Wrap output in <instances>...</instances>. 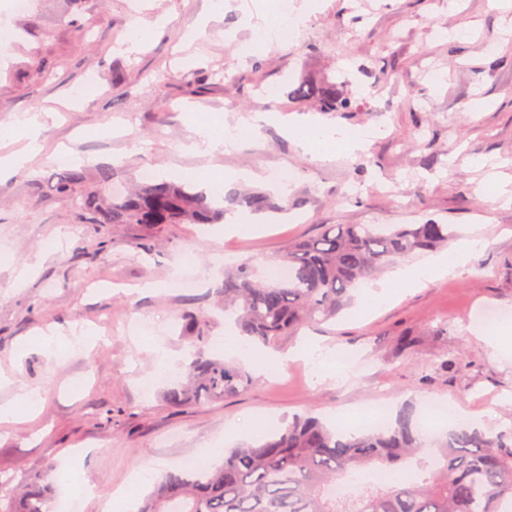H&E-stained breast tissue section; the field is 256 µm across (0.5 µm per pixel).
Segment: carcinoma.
Listing matches in <instances>:
<instances>
[{
    "label": "carcinoma",
    "instance_id": "cac0c4a2",
    "mask_svg": "<svg viewBox=\"0 0 512 512\" xmlns=\"http://www.w3.org/2000/svg\"><path fill=\"white\" fill-rule=\"evenodd\" d=\"M292 96L314 100L325 112L352 108L332 84L302 82ZM84 179L81 171L62 170L47 182L93 224H138L152 234L169 224L224 218V207L191 186L153 180L107 201L93 191L76 194ZM233 202L256 213L288 212L266 193L239 192ZM451 235L448 225L436 222L324 224L316 237L274 260L284 276L264 281L248 263L224 269L217 303L241 335L270 345L306 322L336 316L360 282L412 253L448 244ZM185 320L197 352L186 365V382L167 392L173 404L222 400L252 384L239 365L204 354V317L191 312ZM425 446L426 434L409 413L382 429L357 432L297 416L266 440L229 449L220 465L169 473L141 512H512V427L491 433L458 425L437 443L442 466L429 475L364 485L344 501L328 494L336 480L366 467L401 471ZM49 500L35 481L22 487L0 476V512H47Z\"/></svg>",
    "mask_w": 512,
    "mask_h": 512
}]
</instances>
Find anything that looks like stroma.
Here are the masks:
<instances>
[{
    "instance_id": "35a3bbf8",
    "label": "stroma",
    "mask_w": 512,
    "mask_h": 512,
    "mask_svg": "<svg viewBox=\"0 0 512 512\" xmlns=\"http://www.w3.org/2000/svg\"><path fill=\"white\" fill-rule=\"evenodd\" d=\"M240 0L191 46L181 30L208 0H35L16 14L0 0L14 39L0 53V126L50 110L46 149L0 181V371L41 392L36 417L0 426V472L60 492L71 470L99 491H131L135 505L185 459L260 441L294 416L326 422L383 404L390 416H421L426 399L461 407L484 430L512 425V362L469 331L478 308L512 312V8L506 0H321L296 39L240 56L248 39ZM165 16L138 53L121 46L134 22ZM302 80L335 83L349 112H318L289 95ZM94 82L84 98L76 90ZM276 95H266V88ZM485 108L477 112L474 102ZM283 120L317 115L351 128L381 125L357 158L306 153L273 126L235 150H189L202 116L236 124L257 112ZM101 154L87 182L113 171V185L180 170L247 169L256 190L268 169L294 179L291 214H266L250 236L220 224H176L145 236L136 224H91L47 183L56 151ZM449 225L480 246L470 263L423 288H408L363 315L336 317L280 337V362L224 400L176 406L165 393L185 376L191 337L183 316H205L204 350L223 355L230 333L212 306L225 263L264 270L324 224ZM190 265H183L184 256ZM149 281L150 295L131 293ZM95 336L48 357L33 338L46 326ZM413 344L397 350L401 337ZM354 361L348 378L316 382L314 363L288 359L304 340ZM170 355L160 367V353ZM166 373L151 393L145 381ZM149 484L130 489L136 471Z\"/></svg>"
}]
</instances>
